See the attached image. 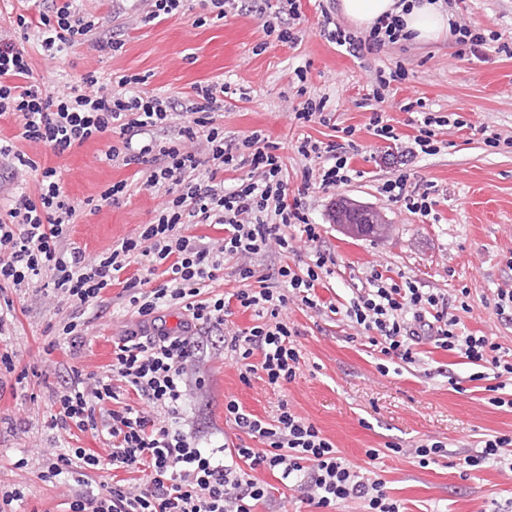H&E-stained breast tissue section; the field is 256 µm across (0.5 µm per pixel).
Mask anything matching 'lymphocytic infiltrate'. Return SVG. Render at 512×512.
Returning <instances> with one entry per match:
<instances>
[{"mask_svg":"<svg viewBox=\"0 0 512 512\" xmlns=\"http://www.w3.org/2000/svg\"><path fill=\"white\" fill-rule=\"evenodd\" d=\"M16 25L24 33L35 30L42 50L52 56L86 42L96 29L75 0H52L38 19L17 15ZM322 25L328 42L355 57L381 52L403 38L404 24L395 16L378 19L362 34L335 24L328 14ZM139 81V76L123 75L111 90L90 72L81 88L50 91L34 76L24 47L10 32L0 31V116L19 119L22 139L61 156L91 138L113 135L117 142L109 147L107 159L142 166L145 188L165 192L150 224L88 261L79 248L64 242L80 206L64 193L54 169H38L27 152L0 143V161L12 179L22 182L30 171L41 172L36 195L20 194L0 212V333L16 317L14 301L6 295L10 289L25 288L53 297L61 306L86 308L120 280L129 307L138 315L154 314L164 306L184 312L177 329L157 326L122 337L105 374L68 370L52 393L58 411L50 417V428L66 433L103 429L109 444L97 451L60 450L42 479L69 469L80 475L112 470L97 494L72 497L67 512H254L258 503L272 499L267 484L252 476L253 470L263 468L280 474L318 512H334L351 500L362 501L366 512H401L381 479L360 476L321 430L287 403L265 419L245 412L238 401L225 402V421L245 435L229 449L203 446L186 416L201 389L195 364L206 337H222L243 382L257 378L276 388L295 379L300 355L281 313L296 302L321 310L317 283L332 257L317 247L305 273L279 266L275 286L267 284L259 269L270 256L294 252V240L317 246L320 227L310 223L302 199L311 189L349 181L351 160L358 152L353 128H343L338 142L324 144L308 137L297 142L298 155L320 164L303 169L292 198L282 160L261 132L230 139L217 124L223 84H196L192 97L178 103L160 94L134 92L132 86ZM241 168L245 176L225 187V172ZM381 192L389 202L424 217L435 204L434 184L410 185L404 173L386 180ZM193 224L223 225L224 235L202 241L189 234ZM292 227L297 236L289 235ZM134 257L147 260L145 275L121 279ZM228 261L244 289L227 299L202 297V289ZM253 279L258 288H250ZM235 304L265 314V321L244 330L228 329L226 319ZM346 317L385 357L416 363L418 347L427 339L466 363L488 362L497 376H512V360L497 357L488 337L458 333L459 318L447 297L421 291L413 281L399 285L387 282L382 273L372 274ZM126 392L144 400L145 408L127 404L98 412V405ZM119 470L141 473L142 479L133 483L116 478Z\"/></svg>","mask_w":512,"mask_h":512,"instance_id":"lymphocytic-infiltrate-1","label":"lymphocytic infiltrate"}]
</instances>
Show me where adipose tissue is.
<instances>
[{"mask_svg": "<svg viewBox=\"0 0 512 512\" xmlns=\"http://www.w3.org/2000/svg\"><path fill=\"white\" fill-rule=\"evenodd\" d=\"M339 8L348 21L363 29L386 15L399 16L417 41L441 38L451 19L442 0H340Z\"/></svg>", "mask_w": 512, "mask_h": 512, "instance_id": "adipose-tissue-1", "label": "adipose tissue"}]
</instances>
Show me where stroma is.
I'll use <instances>...</instances> for the list:
<instances>
[{
  "label": "stroma",
  "mask_w": 512,
  "mask_h": 512,
  "mask_svg": "<svg viewBox=\"0 0 512 512\" xmlns=\"http://www.w3.org/2000/svg\"><path fill=\"white\" fill-rule=\"evenodd\" d=\"M452 17L465 18L487 37L478 51L457 44L455 36L435 41L398 43L377 54L358 57L329 43L321 33V11L345 24L339 0H301L302 39L282 44L267 34L264 22L249 12L231 11L223 20L196 26L198 9L143 25L138 0H81L83 11L97 17L95 40L48 57L28 42L34 74L53 91L80 86L84 74L102 78L145 77L144 88L183 101L194 84L227 86L216 119L229 138L258 130L276 146L289 188H297L305 165L294 146L297 139L332 141L337 127H350L360 151L351 162L356 174L347 183L319 190L305 199L310 222L321 227V246L334 263L316 289L328 307L315 313L302 306L288 308L289 325L297 332L300 354L294 381L271 388L260 380L243 383L231 358L200 359L201 397L193 401L191 420L212 445L235 442L238 435L224 419V403L237 400L246 412L270 418L279 401L314 423L341 456L364 477L381 478L403 512H492L512 501V467L493 463L464 471L463 459L478 450L487 435L512 434V406L498 407L492 397L512 399V380L500 384L490 367L464 363L457 355L426 342L419 361L405 364L386 359L367 339L357 337L344 312L371 271L394 282L412 280L427 291L445 294L460 309L459 331L486 336L512 355V310L498 313L496 291L512 286V58L497 53V41L512 43V0H447ZM119 38L124 46L112 52L98 40ZM406 71L384 92L383 102L370 108L363 98L377 72L396 67ZM326 98L334 125L296 124L293 113L305 98ZM422 101L424 110L405 111ZM383 112L403 150L417 135L424 113L447 117L435 127L437 152L407 166L412 181L433 182L439 189L434 213L424 217L388 202L381 184L395 174L383 163L387 144L368 129L371 110ZM492 123L500 143L490 147L480 131ZM0 138L28 150L38 169L25 187L12 179L0 182V204L18 190L35 194L40 171L54 168L69 198L82 202L99 196L108 185L128 181L131 196L97 211L82 210L69 226L67 241L92 260L150 223L164 201L160 189H144L136 166L107 161L113 143L104 136L73 148L63 156L29 148L12 117L0 118ZM370 205L385 224L382 234L352 237L332 221L339 200ZM121 284L108 288L102 302L86 309L83 347L54 343L52 326L70 317L71 308L55 311L32 291L14 293L17 320L7 342L30 377L17 385L0 377V484H20L26 512H63L64 502L98 491V481L74 482L70 476L45 482L41 471L57 447L96 450L103 436L76 432L68 436L49 428L55 407L52 392L70 367L102 373L112 363L119 337L139 331L140 317L120 308ZM446 443L447 456L423 467L406 448L428 440ZM399 452H392V445ZM377 457H368L369 449ZM26 467H18L20 459Z\"/></svg>",
  "instance_id": "1"
}]
</instances>
